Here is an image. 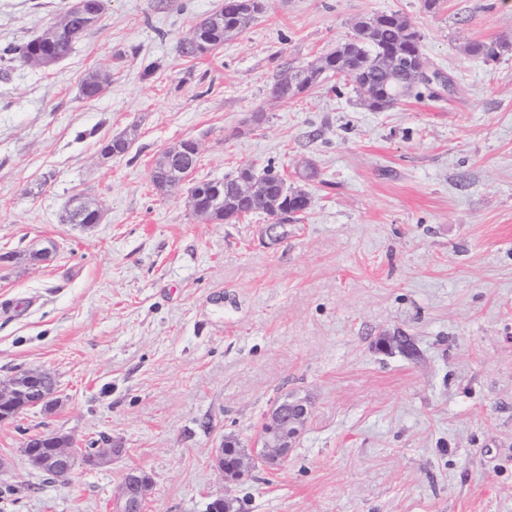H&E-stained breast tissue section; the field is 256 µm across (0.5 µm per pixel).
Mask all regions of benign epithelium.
Here are the masks:
<instances>
[{
  "instance_id": "1",
  "label": "benign epithelium",
  "mask_w": 512,
  "mask_h": 512,
  "mask_svg": "<svg viewBox=\"0 0 512 512\" xmlns=\"http://www.w3.org/2000/svg\"><path fill=\"white\" fill-rule=\"evenodd\" d=\"M234 190L247 204L249 212L266 214L265 236L268 239H273L275 229L288 224L290 211H270L260 175L253 172L249 177L237 180ZM187 201L195 215L204 220L210 218L212 202L205 200L204 194L191 189ZM45 377L46 372L42 370L19 369L8 381L0 380V418L14 412L21 403L28 408L54 409L59 401L58 390L45 384ZM310 413L309 401L305 397L286 395L277 399L265 415L256 436L257 449L238 461L237 470L248 472L284 460L306 426ZM120 452L121 449L112 447L109 442L107 446L85 455L78 450L72 436L61 433L32 437L23 444L28 464L55 478L70 477L78 467L94 469L107 465ZM150 487L151 479L146 473L137 470L127 472L113 500L112 512H144Z\"/></svg>"
}]
</instances>
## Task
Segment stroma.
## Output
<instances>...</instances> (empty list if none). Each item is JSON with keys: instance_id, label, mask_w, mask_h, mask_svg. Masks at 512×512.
I'll list each match as a JSON object with an SVG mask.
<instances>
[{"instance_id": "stroma-1", "label": "stroma", "mask_w": 512, "mask_h": 512, "mask_svg": "<svg viewBox=\"0 0 512 512\" xmlns=\"http://www.w3.org/2000/svg\"><path fill=\"white\" fill-rule=\"evenodd\" d=\"M222 2L103 0L66 58L0 80V379L42 369L60 398L0 423V512H110L131 468L151 478L145 512L219 497L241 512H512V0H264L241 34L182 57ZM70 3L0 0V46ZM381 13L415 23L448 88L382 112L345 77L273 95L283 66ZM475 40L504 49L487 62ZM99 71L110 82L83 98ZM121 132L128 153L101 159ZM185 140L192 181L268 166L310 208L276 241L261 213L202 220L186 190L151 181ZM76 194L99 224L61 223ZM402 335L417 359L380 348ZM295 393L311 414L287 458L219 473L224 436L250 444ZM48 432L123 453L63 486L22 451Z\"/></svg>"}]
</instances>
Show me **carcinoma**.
<instances>
[{"label": "carcinoma", "instance_id": "cac0c4a2", "mask_svg": "<svg viewBox=\"0 0 512 512\" xmlns=\"http://www.w3.org/2000/svg\"><path fill=\"white\" fill-rule=\"evenodd\" d=\"M256 14L242 15L238 13L236 0H224V5L214 14L202 19L197 28L201 30L200 41L195 42L187 37L180 42L181 56L196 59L212 53L224 45V41L243 32L254 20ZM376 25L370 29L360 25L354 26V35L348 42L354 44L349 57L350 79L358 88L368 86L376 91L377 101L367 103L374 111H382L395 106L403 97L412 93L401 73L393 65L396 56H410L422 51L421 35L415 24L408 18L396 13L373 16ZM93 24L77 14H69V22L59 33L57 40L51 45L57 59H63L70 54L74 46L91 30ZM339 43L335 48L317 57L304 67V79L313 80L319 85L328 77L334 75L331 64L336 57V50L343 47ZM41 47V38L37 37L20 46L7 45L0 47V60L35 64L34 56ZM468 53L487 61L495 60L500 55L502 46L496 42L475 41L467 45ZM299 85L298 73L294 69H284L273 86L277 93L288 89L289 85ZM169 153L163 152L155 162L152 181L155 188L168 193L177 188V183L170 180L168 175L158 173L166 165ZM237 177H227L223 183L216 181H201L195 184V189L204 192L214 199L212 219L231 224L239 221L244 206L232 192L231 186ZM264 181L269 187L271 204L283 209L285 200L280 196L282 175L272 170L264 171ZM245 448L239 439L233 435L224 437V470H233L237 460L244 454Z\"/></svg>", "mask_w": 512, "mask_h": 512}]
</instances>
